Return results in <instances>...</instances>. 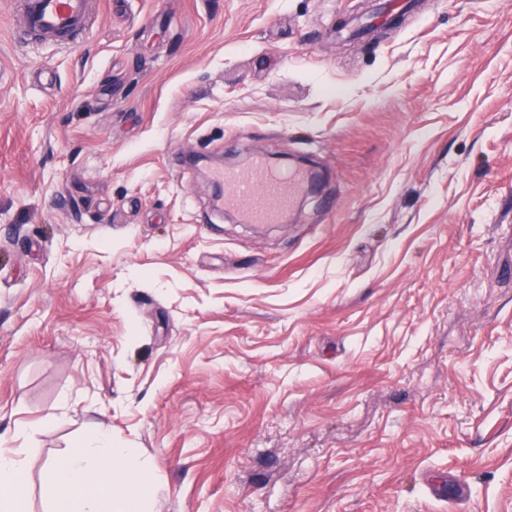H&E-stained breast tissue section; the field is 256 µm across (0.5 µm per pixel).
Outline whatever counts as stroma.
I'll list each match as a JSON object with an SVG mask.
<instances>
[{
  "label": "stroma",
  "instance_id": "obj_1",
  "mask_svg": "<svg viewBox=\"0 0 512 512\" xmlns=\"http://www.w3.org/2000/svg\"><path fill=\"white\" fill-rule=\"evenodd\" d=\"M0 0V436L151 512H512V0ZM303 156L281 224L196 157ZM27 428L24 437L16 426ZM95 0H17L21 31L42 44L85 32ZM137 449L112 446L105 429L82 437L60 460H48V512H150L151 489L129 464Z\"/></svg>",
  "mask_w": 512,
  "mask_h": 512
}]
</instances>
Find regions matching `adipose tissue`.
Wrapping results in <instances>:
<instances>
[{"mask_svg": "<svg viewBox=\"0 0 512 512\" xmlns=\"http://www.w3.org/2000/svg\"><path fill=\"white\" fill-rule=\"evenodd\" d=\"M137 451L113 446L106 430L82 437L62 459L45 464L49 512H150L151 490L129 468ZM26 459L0 449V512H23Z\"/></svg>", "mask_w": 512, "mask_h": 512, "instance_id": "1", "label": "adipose tissue"}]
</instances>
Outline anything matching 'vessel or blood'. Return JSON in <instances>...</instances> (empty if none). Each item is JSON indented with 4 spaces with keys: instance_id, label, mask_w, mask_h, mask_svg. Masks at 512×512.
I'll return each instance as SVG.
<instances>
[{
    "instance_id": "vessel-or-blood-1",
    "label": "vessel or blood",
    "mask_w": 512,
    "mask_h": 512,
    "mask_svg": "<svg viewBox=\"0 0 512 512\" xmlns=\"http://www.w3.org/2000/svg\"><path fill=\"white\" fill-rule=\"evenodd\" d=\"M94 0H17L21 31L42 44L85 32ZM214 177L224 185V205L252 224H275L293 205L306 183L303 173H281L264 158L242 169H220Z\"/></svg>"
}]
</instances>
